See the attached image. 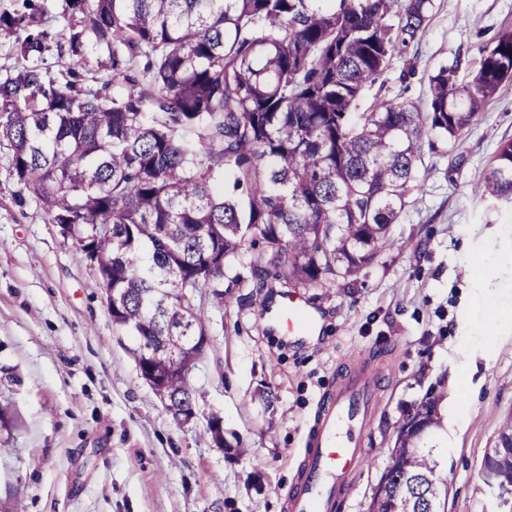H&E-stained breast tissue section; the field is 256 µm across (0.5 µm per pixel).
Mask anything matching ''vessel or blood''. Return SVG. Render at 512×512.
Wrapping results in <instances>:
<instances>
[{"mask_svg":"<svg viewBox=\"0 0 512 512\" xmlns=\"http://www.w3.org/2000/svg\"><path fill=\"white\" fill-rule=\"evenodd\" d=\"M315 320L296 293H289V331L309 330ZM373 398L372 377L361 368L324 402L305 450V471L288 492V512H335L337 502L351 495L346 476L365 457L359 446V414L369 409Z\"/></svg>","mask_w":512,"mask_h":512,"instance_id":"obj_1","label":"vessel or blood"}]
</instances>
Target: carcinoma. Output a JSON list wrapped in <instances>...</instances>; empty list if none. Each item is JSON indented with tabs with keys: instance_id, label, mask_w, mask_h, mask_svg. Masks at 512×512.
<instances>
[{
	"instance_id": "obj_1",
	"label": "carcinoma",
	"mask_w": 512,
	"mask_h": 512,
	"mask_svg": "<svg viewBox=\"0 0 512 512\" xmlns=\"http://www.w3.org/2000/svg\"><path fill=\"white\" fill-rule=\"evenodd\" d=\"M434 0H65L61 77L41 66L50 33L32 14L0 15L25 31L22 64L0 78V150L60 234L92 259L112 322L133 333L167 409L195 405L185 369L203 355L196 292L243 248L262 242L287 288L352 281L391 245L426 168L422 143L456 147L512 77V31L428 77L424 99L374 95L393 54L417 43ZM109 81L84 86L91 47ZM483 196L512 202V140L500 144ZM429 390L405 411L366 512H447L448 485L425 434L447 397ZM484 463L512 481V415Z\"/></svg>"
}]
</instances>
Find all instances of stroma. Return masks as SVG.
Returning a JSON list of instances; mask_svg holds the SVG:
<instances>
[{
    "label": "stroma",
    "mask_w": 512,
    "mask_h": 512,
    "mask_svg": "<svg viewBox=\"0 0 512 512\" xmlns=\"http://www.w3.org/2000/svg\"><path fill=\"white\" fill-rule=\"evenodd\" d=\"M58 75L64 0H32ZM512 29V0H436L414 49L395 54L388 95L423 99L439 66L467 79L479 49ZM512 138V80L459 147L423 143L427 171L393 244L357 280L301 290L321 319L289 336L280 284L250 255L201 296L208 346L191 373L197 419L178 423L129 354L96 271L21 191L0 151V512H287L320 407L359 352L378 401L343 512H365L404 410L437 383L448 398L426 443L441 449L448 512H512L481 468L512 413V206L479 184ZM224 424L216 445L207 418Z\"/></svg>",
    "instance_id": "stroma-1"
}]
</instances>
